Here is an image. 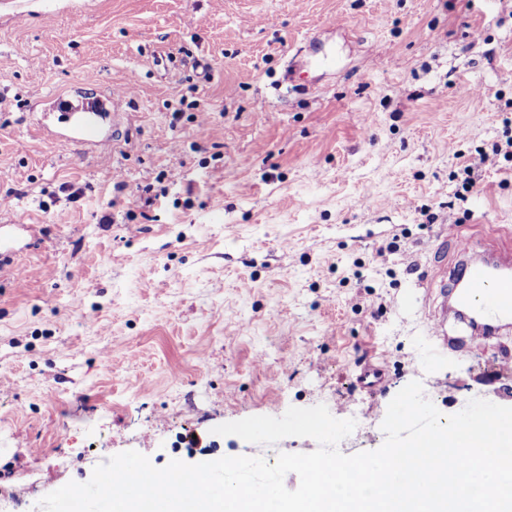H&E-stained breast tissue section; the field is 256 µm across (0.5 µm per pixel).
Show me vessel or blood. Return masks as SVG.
Instances as JSON below:
<instances>
[{
	"instance_id": "obj_1",
	"label": "vessel or blood",
	"mask_w": 512,
	"mask_h": 512,
	"mask_svg": "<svg viewBox=\"0 0 512 512\" xmlns=\"http://www.w3.org/2000/svg\"><path fill=\"white\" fill-rule=\"evenodd\" d=\"M125 97L111 91L102 97L70 94L54 97L41 124L56 131L67 144L94 142L103 132V113H120ZM440 238H452L461 256L456 272L433 266V278L450 284L439 313L429 318L430 329L438 339L435 358L458 351L462 345H477L512 328V259L487 258L473 250L457 225L442 226ZM8 261L13 273H21L22 260L14 248L8 225H0V261Z\"/></svg>"
}]
</instances>
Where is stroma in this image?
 <instances>
[{
  "mask_svg": "<svg viewBox=\"0 0 512 512\" xmlns=\"http://www.w3.org/2000/svg\"><path fill=\"white\" fill-rule=\"evenodd\" d=\"M130 80L114 136L40 128L37 103ZM510 119L512 0H0V225L25 266L0 273V512L129 450L312 452L213 432L292 406L373 451L415 380L446 416L512 406V334L433 361L425 321L440 225L512 240V158L478 163Z\"/></svg>",
  "mask_w": 512,
  "mask_h": 512,
  "instance_id": "35a3bbf8",
  "label": "stroma"
}]
</instances>
